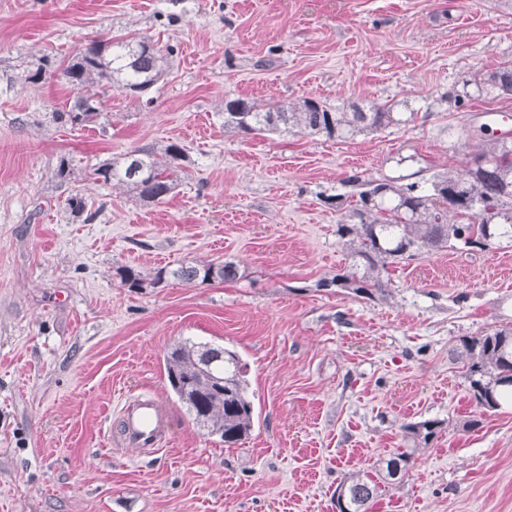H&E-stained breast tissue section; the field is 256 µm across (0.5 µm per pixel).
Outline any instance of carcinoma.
Segmentation results:
<instances>
[{"instance_id": "carcinoma-1", "label": "carcinoma", "mask_w": 512, "mask_h": 512, "mask_svg": "<svg viewBox=\"0 0 512 512\" xmlns=\"http://www.w3.org/2000/svg\"><path fill=\"white\" fill-rule=\"evenodd\" d=\"M148 38L138 41L98 40L74 55L61 75L75 92L61 119L70 125L95 122L99 101L87 93L93 86H110L138 98H146L166 73L168 56ZM481 96L494 93L512 100V65H503L475 83ZM403 119L390 103L373 104L363 110L333 111L317 98L263 111L245 99H232L224 106V126L255 135H323L350 139L377 132ZM184 149L176 142L164 148V160L149 150H135L122 160H112L93 170L95 180L123 184L149 203H161L174 189L173 167ZM345 183L358 188L357 199L337 225L336 235L349 251V270L324 279L319 286L337 288L356 297L376 300L388 294L389 267L418 253H430L462 245L472 251L490 243H512V146L491 136L475 154L473 165L461 172L434 174L421 184L405 176L364 179L357 174ZM239 278L238 264H181L162 267L151 278L161 285L180 281ZM456 361L469 382V391L482 412L499 407L500 397L512 391V327L485 331L461 339ZM170 389L186 404L196 425L217 435L228 445L242 443L253 426L254 405L249 395L246 365L236 351L186 340L164 355ZM442 428L439 420H423L404 426L412 447L385 461L373 477L359 472L347 474L336 488L340 512H368L371 500L402 481L419 445L429 443Z\"/></svg>"}]
</instances>
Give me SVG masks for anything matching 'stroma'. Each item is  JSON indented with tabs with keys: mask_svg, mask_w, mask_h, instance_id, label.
<instances>
[{
	"mask_svg": "<svg viewBox=\"0 0 512 512\" xmlns=\"http://www.w3.org/2000/svg\"><path fill=\"white\" fill-rule=\"evenodd\" d=\"M109 37L173 47L152 104L111 88L97 123L60 122L69 86L29 70ZM511 61L512 0H0V512H336L345 475L384 465L425 419L441 432L369 512H512V395L465 428L453 358L461 337L512 326V245L402 262L376 301L318 286L350 263L324 196L350 197L356 172L471 164L479 113L500 102L448 97ZM306 97L409 119L350 139L224 125L229 100ZM171 142L185 158L163 203L91 177ZM76 192L92 222L65 212ZM227 260L232 282L131 288L118 273ZM186 339L247 363L243 444L171 391L163 356ZM141 394L170 420L157 448L116 434Z\"/></svg>",
	"mask_w": 512,
	"mask_h": 512,
	"instance_id": "stroma-1",
	"label": "stroma"
}]
</instances>
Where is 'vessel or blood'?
Wrapping results in <instances>:
<instances>
[{"label":"vessel or blood","instance_id":"vessel-or-blood-1","mask_svg":"<svg viewBox=\"0 0 512 512\" xmlns=\"http://www.w3.org/2000/svg\"><path fill=\"white\" fill-rule=\"evenodd\" d=\"M167 424L155 398L128 401L122 410L121 443L128 448H155L166 436Z\"/></svg>","mask_w":512,"mask_h":512}]
</instances>
